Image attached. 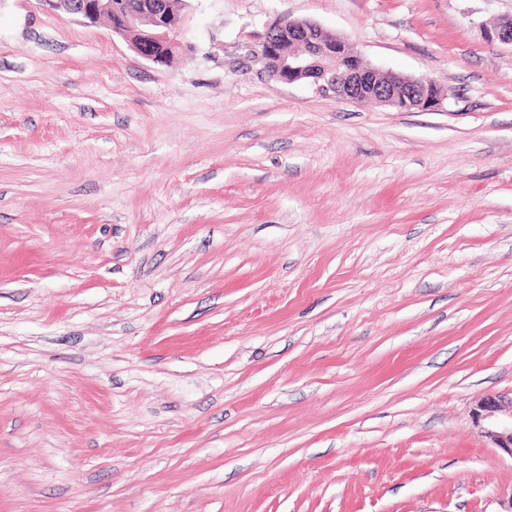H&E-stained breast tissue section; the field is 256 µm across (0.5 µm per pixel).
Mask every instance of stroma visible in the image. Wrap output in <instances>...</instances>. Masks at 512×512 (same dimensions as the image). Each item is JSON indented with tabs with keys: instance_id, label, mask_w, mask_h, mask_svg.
Segmentation results:
<instances>
[{
	"instance_id": "1",
	"label": "stroma",
	"mask_w": 512,
	"mask_h": 512,
	"mask_svg": "<svg viewBox=\"0 0 512 512\" xmlns=\"http://www.w3.org/2000/svg\"><path fill=\"white\" fill-rule=\"evenodd\" d=\"M157 65L0 0V512H502L512 0H180ZM442 109L250 54L283 16ZM472 421L489 438L493 448L512 458V391L486 393L477 398Z\"/></svg>"
}]
</instances>
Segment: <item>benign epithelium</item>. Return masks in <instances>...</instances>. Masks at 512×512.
Instances as JSON below:
<instances>
[{"label": "benign epithelium", "mask_w": 512, "mask_h": 512, "mask_svg": "<svg viewBox=\"0 0 512 512\" xmlns=\"http://www.w3.org/2000/svg\"><path fill=\"white\" fill-rule=\"evenodd\" d=\"M52 10L90 22L105 18L143 59L162 64L192 45L176 35L182 20L170 0H38ZM490 41L512 45V20L485 31ZM269 76L286 84L307 82L336 98L376 103L399 111H437L444 96L433 79L383 70L354 53L344 38L298 18L271 24L256 44ZM473 424L493 447L512 458V392L486 393L475 400Z\"/></svg>", "instance_id": "7a95c632"}]
</instances>
